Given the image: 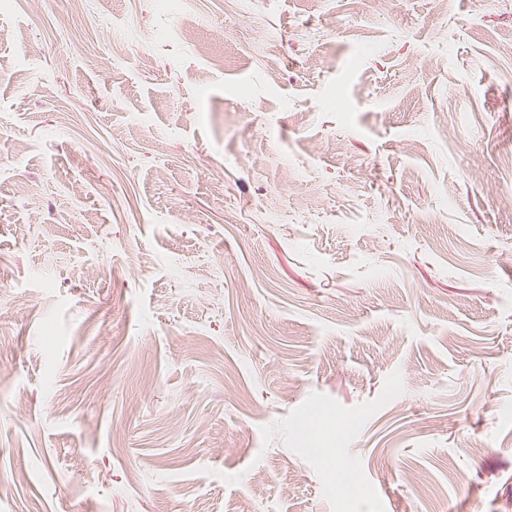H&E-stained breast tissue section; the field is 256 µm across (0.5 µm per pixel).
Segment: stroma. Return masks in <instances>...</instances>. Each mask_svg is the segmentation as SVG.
<instances>
[{
	"instance_id": "1",
	"label": "stroma",
	"mask_w": 512,
	"mask_h": 512,
	"mask_svg": "<svg viewBox=\"0 0 512 512\" xmlns=\"http://www.w3.org/2000/svg\"><path fill=\"white\" fill-rule=\"evenodd\" d=\"M71 4L0 0V512H512V0Z\"/></svg>"
}]
</instances>
